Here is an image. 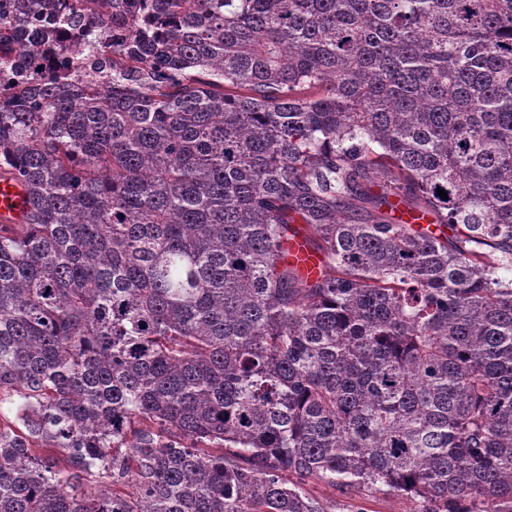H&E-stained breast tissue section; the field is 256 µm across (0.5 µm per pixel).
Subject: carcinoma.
I'll return each mask as SVG.
<instances>
[{"label": "carcinoma", "instance_id": "1", "mask_svg": "<svg viewBox=\"0 0 512 512\" xmlns=\"http://www.w3.org/2000/svg\"><path fill=\"white\" fill-rule=\"evenodd\" d=\"M17 36L79 50L0 84V512H512V0H0ZM28 207L27 196L20 184L13 180L0 181V222L19 224ZM288 262L299 266L303 271L315 273L319 266L318 258L310 252L301 234L288 241ZM307 492L329 507L330 512H409L410 501L398 493H377L364 497L343 495L323 483L312 481L305 486Z\"/></svg>", "mask_w": 512, "mask_h": 512}]
</instances>
